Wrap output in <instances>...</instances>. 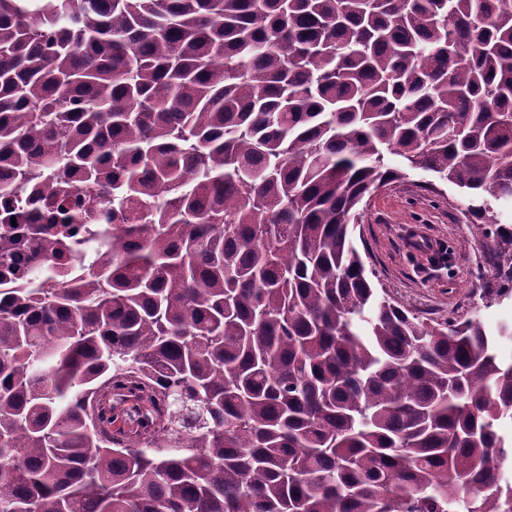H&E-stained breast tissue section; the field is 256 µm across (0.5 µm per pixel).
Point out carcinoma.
Instances as JSON below:
<instances>
[{
    "label": "carcinoma",
    "instance_id": "carcinoma-1",
    "mask_svg": "<svg viewBox=\"0 0 512 512\" xmlns=\"http://www.w3.org/2000/svg\"><path fill=\"white\" fill-rule=\"evenodd\" d=\"M388 154L512 261V0H0V194L62 215L0 236V512H512V325L353 244Z\"/></svg>",
    "mask_w": 512,
    "mask_h": 512
}]
</instances>
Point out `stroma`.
Segmentation results:
<instances>
[{"instance_id": "obj_1", "label": "stroma", "mask_w": 512, "mask_h": 512, "mask_svg": "<svg viewBox=\"0 0 512 512\" xmlns=\"http://www.w3.org/2000/svg\"><path fill=\"white\" fill-rule=\"evenodd\" d=\"M468 198L421 170L360 206L353 242L378 294L421 320H480L496 332L512 323V292L492 240L472 234Z\"/></svg>"}]
</instances>
